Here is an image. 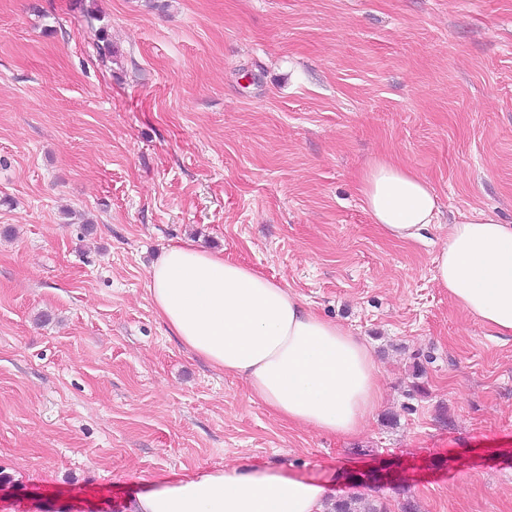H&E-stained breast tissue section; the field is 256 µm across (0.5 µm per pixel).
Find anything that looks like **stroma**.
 <instances>
[{
    "mask_svg": "<svg viewBox=\"0 0 512 512\" xmlns=\"http://www.w3.org/2000/svg\"><path fill=\"white\" fill-rule=\"evenodd\" d=\"M381 157L435 191L421 241L364 208ZM478 211L512 224V0H0V512H120L226 463L512 512V338L435 279ZM179 242L367 342L361 434L290 426L181 346L147 292Z\"/></svg>",
    "mask_w": 512,
    "mask_h": 512,
    "instance_id": "stroma-1",
    "label": "stroma"
}]
</instances>
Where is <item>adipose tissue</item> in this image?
I'll use <instances>...</instances> for the list:
<instances>
[{"mask_svg": "<svg viewBox=\"0 0 512 512\" xmlns=\"http://www.w3.org/2000/svg\"><path fill=\"white\" fill-rule=\"evenodd\" d=\"M361 195L389 239L417 242L437 219L429 183L379 159ZM435 278L455 304L499 336H512V224L477 212L451 224ZM157 316L181 345L291 426L352 437L383 399L372 351L311 309L286 284L192 243L168 246L148 271ZM328 483L264 466L224 464L154 483L127 512H325Z\"/></svg>", "mask_w": 512, "mask_h": 512, "instance_id": "1", "label": "adipose tissue"}]
</instances>
